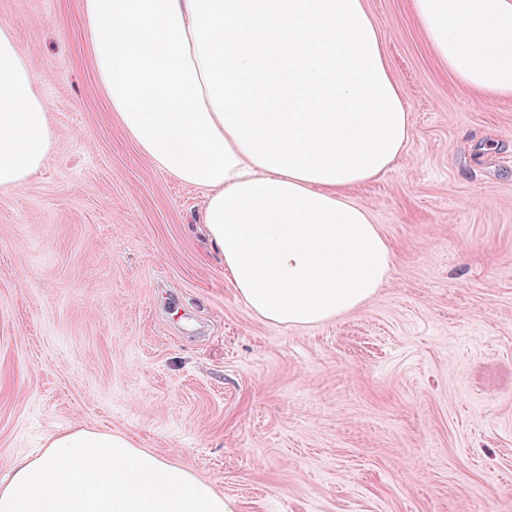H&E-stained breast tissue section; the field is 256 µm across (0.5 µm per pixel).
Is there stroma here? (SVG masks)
Masks as SVG:
<instances>
[{"instance_id":"1","label":"stroma","mask_w":512,"mask_h":512,"mask_svg":"<svg viewBox=\"0 0 512 512\" xmlns=\"http://www.w3.org/2000/svg\"><path fill=\"white\" fill-rule=\"evenodd\" d=\"M84 0H0L58 147L0 191V477L107 425L236 512H512V98L435 53L410 0H365L412 135L349 189L395 251L365 305L255 317L100 86Z\"/></svg>"}]
</instances>
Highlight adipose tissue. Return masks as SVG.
<instances>
[{"label":"adipose tissue","mask_w":512,"mask_h":512,"mask_svg":"<svg viewBox=\"0 0 512 512\" xmlns=\"http://www.w3.org/2000/svg\"><path fill=\"white\" fill-rule=\"evenodd\" d=\"M448 70L512 97V0H411ZM94 67L154 166L205 191L202 224L259 319L307 327L371 299L394 253L350 187L411 136L364 0H84ZM57 148L35 69L0 23V190ZM0 512H235L134 434H53L0 483Z\"/></svg>","instance_id":"obj_1"}]
</instances>
